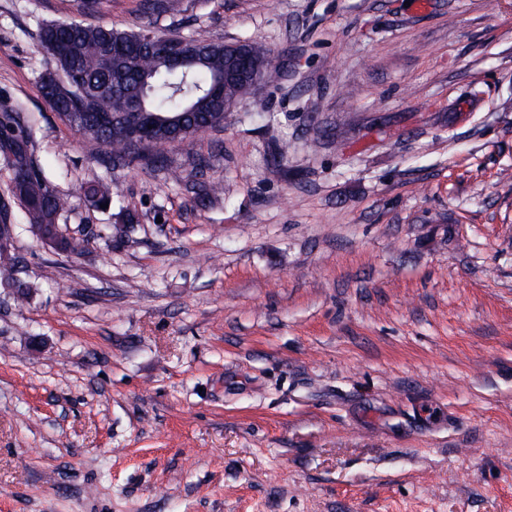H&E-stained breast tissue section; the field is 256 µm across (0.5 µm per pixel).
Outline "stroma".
<instances>
[{
    "mask_svg": "<svg viewBox=\"0 0 512 512\" xmlns=\"http://www.w3.org/2000/svg\"><path fill=\"white\" fill-rule=\"evenodd\" d=\"M163 2L92 21L281 77L113 171L40 89L80 0H0V111L87 240L37 237L0 166V512H512V0ZM81 190L87 202L94 207L99 208L100 204H106V202H109L110 205L112 202V188L106 182L97 181L85 184Z\"/></svg>",
    "mask_w": 512,
    "mask_h": 512,
    "instance_id": "stroma-1",
    "label": "stroma"
}]
</instances>
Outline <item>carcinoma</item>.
I'll return each instance as SVG.
<instances>
[{
    "instance_id": "1",
    "label": "carcinoma",
    "mask_w": 512,
    "mask_h": 512,
    "mask_svg": "<svg viewBox=\"0 0 512 512\" xmlns=\"http://www.w3.org/2000/svg\"><path fill=\"white\" fill-rule=\"evenodd\" d=\"M38 43L52 69L42 77L44 98L91 146L104 148L106 166L157 162L174 145L168 130L153 132L138 148L122 119L130 103L182 120L199 136L224 126V100L210 96L224 72V47L202 36H182L144 27L121 31L88 20L45 23ZM35 129L20 112L0 114V153L11 172V192L31 224H54L67 199L44 177L34 152ZM94 207L112 202L110 184L81 187Z\"/></svg>"
}]
</instances>
